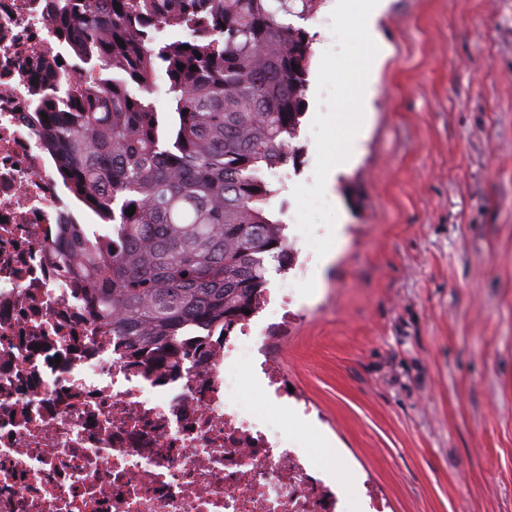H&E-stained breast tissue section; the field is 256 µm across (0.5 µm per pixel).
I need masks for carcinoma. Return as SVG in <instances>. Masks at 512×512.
<instances>
[{"instance_id": "carcinoma-1", "label": "carcinoma", "mask_w": 512, "mask_h": 512, "mask_svg": "<svg viewBox=\"0 0 512 512\" xmlns=\"http://www.w3.org/2000/svg\"><path fill=\"white\" fill-rule=\"evenodd\" d=\"M321 2L54 0L70 51L97 71L66 108L38 106L77 214L57 246L132 356L179 366L187 337L257 308L268 262L289 265L268 172L297 165L313 56L288 17Z\"/></svg>"}]
</instances>
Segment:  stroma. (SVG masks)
<instances>
[{
    "mask_svg": "<svg viewBox=\"0 0 512 512\" xmlns=\"http://www.w3.org/2000/svg\"><path fill=\"white\" fill-rule=\"evenodd\" d=\"M314 37L296 168L281 173L297 266L267 265L290 301L261 313L286 385L318 415L293 420L249 359L232 403L342 478L369 480L386 512H512V0H389L377 27L369 126L336 178L343 239L322 265L296 221L312 185L313 119L330 12L295 19ZM325 274L311 296L296 283ZM339 454L315 450L322 433Z\"/></svg>",
    "mask_w": 512,
    "mask_h": 512,
    "instance_id": "35a3bbf8",
    "label": "stroma"
}]
</instances>
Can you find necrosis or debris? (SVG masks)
<instances>
[{
  "mask_svg": "<svg viewBox=\"0 0 512 512\" xmlns=\"http://www.w3.org/2000/svg\"><path fill=\"white\" fill-rule=\"evenodd\" d=\"M47 0H0V512H342L308 449L225 398L243 351L288 389L249 322L170 373L130 359L55 249L71 212L34 123L69 59Z\"/></svg>",
  "mask_w": 512,
  "mask_h": 512,
  "instance_id": "obj_1",
  "label": "necrosis or debris"
}]
</instances>
